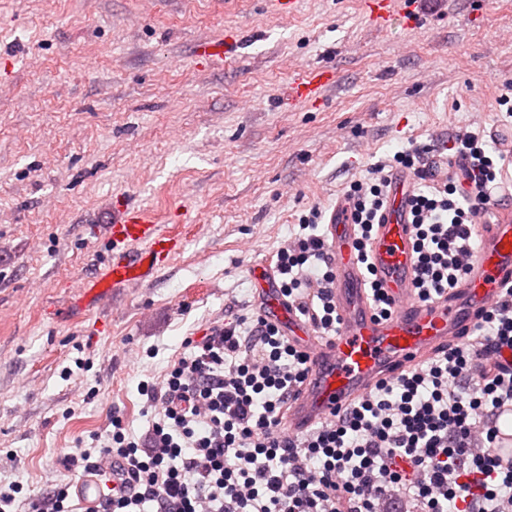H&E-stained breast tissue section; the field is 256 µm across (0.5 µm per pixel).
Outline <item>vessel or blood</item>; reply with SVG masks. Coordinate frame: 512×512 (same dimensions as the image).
<instances>
[{
    "instance_id": "b4317fda",
    "label": "vessel or blood",
    "mask_w": 512,
    "mask_h": 512,
    "mask_svg": "<svg viewBox=\"0 0 512 512\" xmlns=\"http://www.w3.org/2000/svg\"><path fill=\"white\" fill-rule=\"evenodd\" d=\"M333 80L330 68L306 70L294 82L292 94L318 97ZM414 190L408 173L393 171L387 204L364 262L353 249L356 226L346 200L337 198L330 209L326 237L335 262L336 309L341 321L335 338L319 340L310 324L280 298L273 277H261L259 288L268 316L288 324L314 360L310 381L289 405V431L306 430L344 409L378 382L396 378L410 365L445 349L465 336L479 315L512 288V216L502 214L495 223L478 225L475 256L459 285L434 302L415 301L416 257L407 207ZM108 238L111 257L101 275L86 284L92 299L148 276L181 247L177 237L134 206L121 210L108 227ZM368 266L396 302L389 318H378L371 308L364 275Z\"/></svg>"
}]
</instances>
